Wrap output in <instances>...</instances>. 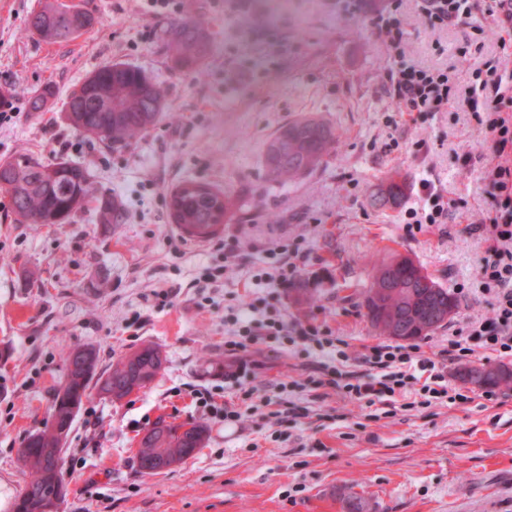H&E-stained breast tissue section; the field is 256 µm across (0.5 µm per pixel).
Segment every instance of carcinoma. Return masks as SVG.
Listing matches in <instances>:
<instances>
[{"label":"carcinoma","instance_id":"obj_1","mask_svg":"<svg viewBox=\"0 0 512 512\" xmlns=\"http://www.w3.org/2000/svg\"><path fill=\"white\" fill-rule=\"evenodd\" d=\"M97 23L87 2L44 5L28 19V30L48 43L72 41ZM168 49L173 67L188 70L203 64L209 43L203 23L198 19H180L172 23ZM109 94L120 112L102 111L100 92ZM55 91L44 87L29 100V111L43 112ZM163 112V93L141 70L125 63L104 65L92 71L69 95L67 119L78 132L123 145L148 132ZM333 129L315 118H303L282 126L266 144L263 163L269 180L290 182L318 167L333 149ZM403 183L389 180L371 196L375 208L396 207L404 194ZM0 190L12 202L15 221L20 224H67L74 213L94 198L90 174L80 164L59 160L42 162L19 153L0 161ZM100 217L105 224H118L122 213L112 196L97 197ZM172 224H221L234 216V202L223 189L204 181H186L175 187L167 200ZM458 307L456 298L431 275L407 256L396 255L371 270V282L362 300L365 316L375 329L386 336L403 340L418 339L438 329L432 320L441 306ZM166 362L159 347L144 345L112 366L98 370V359L91 369H70L64 394H55L53 411L58 429L70 430L83 400L94 390L110 401H120L145 389ZM458 377L465 383L474 379L483 386L496 388L512 382V369L504 366L471 365L461 368ZM150 436L140 441L137 467L145 475L154 474L152 460L163 455L183 463L184 448L204 447L208 431L196 422L180 424L158 422ZM64 444L50 427L30 435L20 457L29 479L16 497L14 512H52L46 490L53 486L55 462L63 460Z\"/></svg>","mask_w":512,"mask_h":512}]
</instances>
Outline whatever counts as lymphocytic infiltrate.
Returning a JSON list of instances; mask_svg holds the SVG:
<instances>
[{
  "label": "lymphocytic infiltrate",
  "mask_w": 512,
  "mask_h": 512,
  "mask_svg": "<svg viewBox=\"0 0 512 512\" xmlns=\"http://www.w3.org/2000/svg\"><path fill=\"white\" fill-rule=\"evenodd\" d=\"M341 12L367 16L372 35L388 51L384 90L394 111L425 117L435 112L461 115L473 121L483 134V144L493 161L481 173L489 199L481 223L468 225L485 244L474 280L458 283L456 291L467 297H491V317L468 321L448 338L447 353L454 360L469 362L478 349L512 359V68L484 55L487 29L478 20L473 0H417L430 29L464 26L457 58L469 63V82L459 88L456 65L426 67L414 62L400 19L404 0H336ZM423 205L407 209L403 231L413 237L425 228L448 221L456 200L431 181L419 185ZM262 260L253 280L286 293L294 287L310 251L304 239L282 238L261 246ZM264 299L255 298L246 309L234 310L224 320V352L231 361L224 371L228 382L251 376L254 364L250 351L263 345L275 351H306L313 361L304 382H280L265 403L276 414L297 418L309 415L308 408L289 400L288 395L307 384L312 389H332L366 410L368 419L378 420L395 409L398 401L412 407L467 403L468 390L452 387L442 366L426 357L419 345L382 342L367 346L352 357L348 343L324 324L294 320L285 313H263ZM359 369H352L351 360Z\"/></svg>",
  "instance_id": "f902f5d3"
}]
</instances>
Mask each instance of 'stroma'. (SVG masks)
<instances>
[{
	"mask_svg": "<svg viewBox=\"0 0 512 512\" xmlns=\"http://www.w3.org/2000/svg\"><path fill=\"white\" fill-rule=\"evenodd\" d=\"M178 0L156 15L145 0H92L98 24L81 37L50 44L27 20L45 0H0V88L12 91L13 115L0 123V161L28 152L85 167L98 192L123 209L102 223L95 206L67 224H18L0 191V512L28 474L19 450L45 428L67 355L91 345L100 368L146 343L167 358L146 389L110 402L90 393L66 439L68 494L60 512H345L354 493L372 512H512V383L482 388L467 404L398 410L363 422L360 409L331 391L312 419L269 417L263 399L283 378L303 380L302 354L254 352L251 414L237 425L208 418L198 391L224 382V316L246 304L245 269L207 280L212 244L180 241L168 221L172 189L187 180L223 188L236 203L225 234L243 242L309 240L306 267L281 304L289 316L312 318L346 340L352 352L382 336L360 306L374 263L410 257L443 287L474 277L483 244L467 225L487 204L479 170L490 157L475 127L439 112L414 124L391 113L383 90L388 54L365 16H348L336 0ZM197 17L209 53L194 71L172 68L168 31ZM413 59L443 65L437 44L455 45L459 27L429 29L414 0L401 14ZM122 62L145 72L165 92L159 122L122 147L88 138L65 119L68 96L96 68ZM257 78L231 85L228 70ZM55 96L42 112L27 109L45 85ZM303 116L330 124L337 142L317 170L289 182L268 179L263 153L278 129ZM430 150L413 157L408 142ZM406 192L399 206L375 209L370 196L391 177ZM428 179L462 199L448 221L406 237L401 218L421 207L417 184ZM176 287L158 308L154 290ZM491 298H460L447 324L419 344L426 355L445 348L467 319L487 317ZM207 424L197 453L164 473L139 472L142 436L158 420Z\"/></svg>",
	"mask_w": 512,
	"mask_h": 512,
	"instance_id": "stroma-1",
	"label": "stroma"
}]
</instances>
